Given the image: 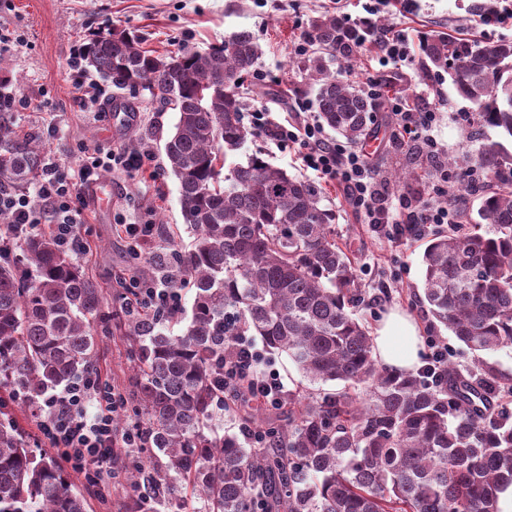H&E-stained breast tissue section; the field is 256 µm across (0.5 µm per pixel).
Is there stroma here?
<instances>
[{"instance_id":"35a3bbf8","label":"stroma","mask_w":512,"mask_h":512,"mask_svg":"<svg viewBox=\"0 0 512 512\" xmlns=\"http://www.w3.org/2000/svg\"><path fill=\"white\" fill-rule=\"evenodd\" d=\"M369 0H0V32L12 35L8 51L0 53V93L31 98L33 105L13 114L17 126L36 132L45 154L62 168H75L84 153L97 149L148 151L153 161L138 172L104 173L112 186L109 212L87 204L81 236L90 250L76 259L85 274L101 288L105 309H122L119 277L131 260L123 242L112 232L116 224H157V247L171 241L189 245L193 239L178 202V182L165 174L164 143L174 129L177 114L149 96L118 90L97 73L82 77L85 87L99 90L97 103L82 107L77 99L71 56L94 34L131 31L144 35L146 49L166 55L187 47L199 52L223 44L232 33L249 30L263 54L256 72L243 75L240 92L270 112L316 118L315 86L308 76V53L300 46L314 18L331 14L358 25ZM378 29H405L412 34L455 30L469 37L512 42V0H419L416 11L405 12L399 0H384L374 16ZM330 75L363 85L367 78L388 83L393 92L426 90L437 110L434 134L442 146L436 159L420 158L414 147L394 140L396 118L385 106L376 110L374 170L384 181L396 171L421 161L425 178L420 189L394 185L395 194L411 199L430 198L433 174L447 158L477 155L483 139L500 140L498 129L473 134L472 104L459 97L447 73L434 67L423 53L412 62L380 67L372 44H363L349 58L333 53L325 58ZM245 151L265 153L269 161L289 174L314 183L322 206L336 214L339 242L353 261L362 303L356 310L368 327H376L392 309L409 315L420 336H434L448 347V359L468 371L474 357L447 329L433 327L422 301L421 256L426 236L390 241L374 232L347 203L343 188L318 181L304 170L294 149L281 150L264 137L247 141ZM96 366L109 372L125 391L136 376L128 343L121 334L103 337Z\"/></svg>"}]
</instances>
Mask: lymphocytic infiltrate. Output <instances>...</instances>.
Here are the masks:
<instances>
[{"label":"lymphocytic infiltrate","mask_w":512,"mask_h":512,"mask_svg":"<svg viewBox=\"0 0 512 512\" xmlns=\"http://www.w3.org/2000/svg\"><path fill=\"white\" fill-rule=\"evenodd\" d=\"M363 92L374 101L385 98L383 86L376 80H367ZM388 101L397 121V140H411L427 157L438 156L441 148L432 133L436 114L424 95L416 93ZM248 117L251 129L277 147L296 146L303 168L319 180L341 185L352 209L384 237H416L431 225L455 223L454 209L437 202L446 193L447 171L439 173L435 200L406 203L404 212L399 213L393 210L391 195L365 151L329 141L314 121L275 122L260 108L249 112ZM145 160V155L139 153L110 150L88 154L70 172L56 163H45L35 195L0 186V227L15 238L37 235L43 228H50L61 250L80 254L87 248L79 232L85 208L81 187L97 182L103 172L112 169L139 171ZM125 288L124 305L130 311L155 309L173 315L181 307L182 294L171 282L147 281L132 275ZM232 350L234 359L224 363L225 393L247 397L257 406L280 405L284 386L278 377L260 368L257 355L246 342H235ZM122 406L117 388L99 371L73 382L62 393L46 396L40 404L37 426L42 441L46 447L56 449L71 472L83 477L103 499L108 496L103 482L107 469L115 458L140 445L134 429L115 424V415Z\"/></svg>","instance_id":"obj_1"}]
</instances>
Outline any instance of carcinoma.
Returning <instances> with one entry per match:
<instances>
[{"instance_id": "obj_1", "label": "carcinoma", "mask_w": 512, "mask_h": 512, "mask_svg": "<svg viewBox=\"0 0 512 512\" xmlns=\"http://www.w3.org/2000/svg\"><path fill=\"white\" fill-rule=\"evenodd\" d=\"M311 41L350 57L364 42L334 15L316 17ZM424 52L446 70L474 121L512 139V42L427 35ZM261 47L241 30L207 52L159 56L129 32L101 34L82 62L113 87L142 91L178 113L164 152L179 184L191 248L137 260L141 277L168 276L195 288L191 317L173 336L151 312L123 319L138 382L128 394L144 448L130 460L150 468L157 500L178 496L198 512H498L512 485V416L495 410L512 381L481 354L512 345V153L482 145L488 175L479 223L491 236L436 234L422 254L423 302L435 326L476 358L475 380L454 365L440 381L394 375L377 363L336 214L318 190L261 152L234 159L254 133L242 121L239 78ZM322 123L351 145L374 132L376 103L309 58ZM44 164L34 133L0 112V185L19 188ZM106 326L97 284L48 233L0 257V390L36 408L53 389L95 369ZM235 336H258L286 353L310 382L344 390L288 391L264 411L224 400V352ZM265 436L262 453L209 427L218 411ZM0 512H87V501L52 458L11 418L0 420Z\"/></svg>"}]
</instances>
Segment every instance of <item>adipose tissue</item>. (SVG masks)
<instances>
[{
	"label": "adipose tissue",
	"mask_w": 512,
	"mask_h": 512,
	"mask_svg": "<svg viewBox=\"0 0 512 512\" xmlns=\"http://www.w3.org/2000/svg\"><path fill=\"white\" fill-rule=\"evenodd\" d=\"M374 355L378 362L395 374L412 370L420 360L421 338L416 323L408 316L393 312L375 329Z\"/></svg>",
	"instance_id": "ef3b65f1"
}]
</instances>
